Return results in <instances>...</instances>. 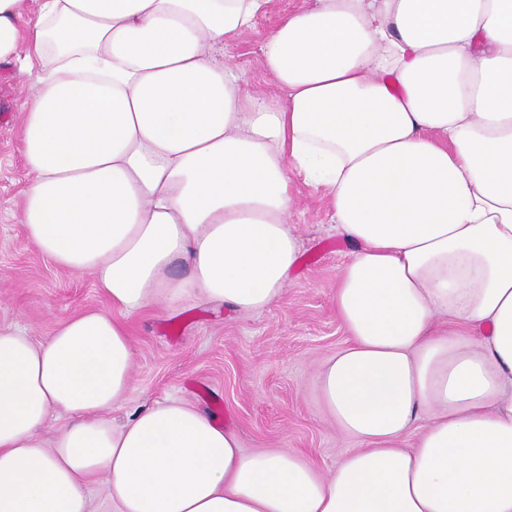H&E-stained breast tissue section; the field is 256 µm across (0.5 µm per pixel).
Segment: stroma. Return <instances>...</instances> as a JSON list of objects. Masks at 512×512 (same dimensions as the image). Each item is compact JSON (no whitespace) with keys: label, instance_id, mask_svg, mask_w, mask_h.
<instances>
[{"label":"stroma","instance_id":"35a3bbf8","mask_svg":"<svg viewBox=\"0 0 512 512\" xmlns=\"http://www.w3.org/2000/svg\"><path fill=\"white\" fill-rule=\"evenodd\" d=\"M311 0H271L254 26L224 46L226 59L253 91L279 90L260 66L271 28ZM39 66H0V329H25L39 341L85 311L111 312L89 276L59 271L29 241L22 222L30 182L22 147L21 84L35 83ZM290 219L301 243L297 269L280 300L249 313L216 312L198 301L155 305L130 318L136 347L134 389L116 420L168 399L217 414L235 428L245 451L290 448L320 469L335 467L357 448L323 415L315 391L319 362L348 342L332 291L352 249L336 230L323 192L294 179Z\"/></svg>","mask_w":512,"mask_h":512}]
</instances>
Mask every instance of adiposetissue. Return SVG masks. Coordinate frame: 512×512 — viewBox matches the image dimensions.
Masks as SVG:
<instances>
[{"mask_svg":"<svg viewBox=\"0 0 512 512\" xmlns=\"http://www.w3.org/2000/svg\"><path fill=\"white\" fill-rule=\"evenodd\" d=\"M28 1L0 0V65L42 67L22 221L114 313L0 330V512H89L101 478L112 512H512V0H312L266 38L274 99L224 59L270 0ZM296 176L354 246L316 388L359 449L248 454L175 399L114 423L127 317L282 297Z\"/></svg>","mask_w":512,"mask_h":512,"instance_id":"obj_1","label":"adipose tissue"}]
</instances>
